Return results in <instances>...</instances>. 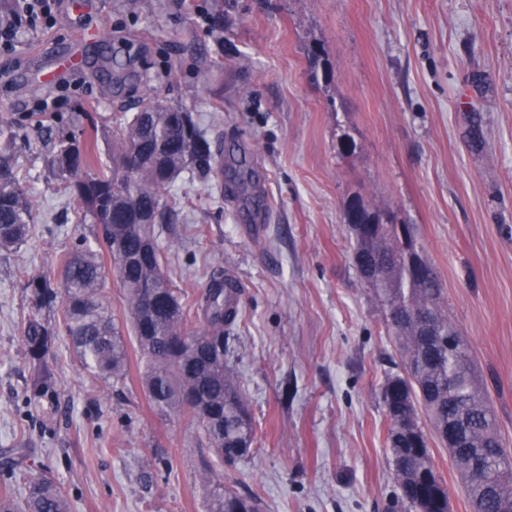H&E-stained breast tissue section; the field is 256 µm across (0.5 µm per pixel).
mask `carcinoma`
<instances>
[{
	"label": "carcinoma",
	"mask_w": 512,
	"mask_h": 512,
	"mask_svg": "<svg viewBox=\"0 0 512 512\" xmlns=\"http://www.w3.org/2000/svg\"><path fill=\"white\" fill-rule=\"evenodd\" d=\"M314 80L329 78L319 45L307 51ZM97 126L58 135L50 151L51 171L65 179L83 213L98 226L102 250L78 244L62 257L56 279H28L31 300L39 308L61 304L66 335L81 362L106 387L127 378L129 341L133 337L143 366L141 381L152 407L161 414L188 411L199 422L218 461L235 463L255 442L249 402L229 365L237 314L224 300V278H213L190 303L165 273L160 229L178 223L179 209L170 187L192 166L203 175L212 169L213 145L190 113L156 105L134 113L112 129V171L95 170ZM223 174L232 178L238 197L254 203L253 171L243 158L228 156ZM384 205L355 195L344 210L364 213ZM34 220V206L13 158L0 151V251L22 244ZM351 258L369 292L385 309L388 332L401 358L402 372L389 377L396 387L384 402L390 428L388 449L401 512H448V491L436 473L419 435H405L400 422L425 416L430 433L448 446V426L464 425V441L449 453L472 512H512V452L495 428L494 409L475 373L471 348L448 316L437 274L420 277L398 259L401 250L397 216L365 234H351ZM117 280L128 318L112 314L108 279ZM198 319L190 331L187 324ZM53 331L35 317L22 323L28 361L37 366L29 399L56 400L57 388L45 357ZM0 468L18 475L25 495L17 501L0 494V512H69L63 488L52 478L17 468L6 455ZM206 512H260L256 498L224 485L212 466L202 469Z\"/></svg>",
	"instance_id": "obj_1"
}]
</instances>
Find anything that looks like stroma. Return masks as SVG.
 Wrapping results in <instances>:
<instances>
[{"mask_svg": "<svg viewBox=\"0 0 512 512\" xmlns=\"http://www.w3.org/2000/svg\"><path fill=\"white\" fill-rule=\"evenodd\" d=\"M67 2L19 17L13 46L0 44V126L26 133L0 150L36 214L26 242L0 252V450L26 448L25 467L60 483L70 512H205L193 418L154 412L135 359L93 395L60 311L36 309L27 286L97 232L48 169L53 124L38 108L75 129L97 121L106 167L112 128L152 100L190 112L255 174L252 209L184 171L181 221L159 239L186 298L227 271L242 285L232 364L257 436L225 483L261 512H391L381 390L400 356L350 259L341 215L356 194L413 226L512 449V0H89L79 15ZM83 29L98 37L79 68L57 69ZM313 43L331 84L310 78ZM114 57L133 71L119 84ZM345 133L354 153L337 146ZM32 315L54 332L58 395L44 407L26 400L35 368L19 326ZM431 452L450 512H471L447 449Z\"/></svg>", "mask_w": 512, "mask_h": 512, "instance_id": "1", "label": "stroma"}]
</instances>
